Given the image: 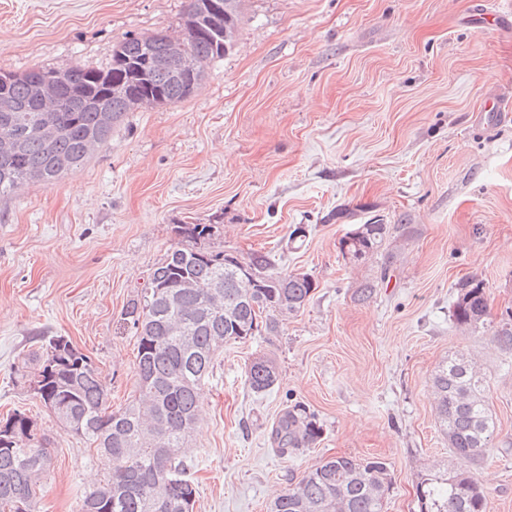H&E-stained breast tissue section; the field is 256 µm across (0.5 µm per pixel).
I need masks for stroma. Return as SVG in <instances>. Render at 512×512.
<instances>
[{
	"instance_id": "obj_1",
	"label": "stroma",
	"mask_w": 512,
	"mask_h": 512,
	"mask_svg": "<svg viewBox=\"0 0 512 512\" xmlns=\"http://www.w3.org/2000/svg\"><path fill=\"white\" fill-rule=\"evenodd\" d=\"M475 0H245L234 46L186 100L127 113L79 168L0 197V414L37 418L54 464L36 512H76L104 471L92 445L16 380L39 337H69L100 368L113 407L136 387L127 301L175 243L177 224L224 219V249L269 254L315 290L277 333L225 344L188 460L193 512H268L290 481L340 455L386 462L384 512H419L418 482L457 466L431 375L474 358L498 435L476 473L490 512H512V351L492 325L459 330L458 285L512 307V123L486 132L487 100L512 96V32L475 24ZM187 0H0V72L106 67L131 35L182 29ZM389 224L354 263L350 225ZM305 225L301 247L288 241ZM370 300L357 298L363 284ZM267 355L277 384L253 392ZM314 410L316 444L280 454L290 402ZM278 375L275 361L267 356L255 358L247 368L249 386L256 393L272 389L278 381Z\"/></svg>"
}]
</instances>
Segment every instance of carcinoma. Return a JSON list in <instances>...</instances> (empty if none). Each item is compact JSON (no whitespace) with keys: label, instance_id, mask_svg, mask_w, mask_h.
I'll return each mask as SVG.
<instances>
[{"label":"carcinoma","instance_id":"carcinoma-1","mask_svg":"<svg viewBox=\"0 0 512 512\" xmlns=\"http://www.w3.org/2000/svg\"><path fill=\"white\" fill-rule=\"evenodd\" d=\"M242 0H224L210 10L205 0H188L179 41L186 58L142 73L147 59L166 55L170 35L156 31L131 35L112 50L105 68L67 71L37 68L0 73V195L26 180L57 181L84 164L104 144L128 112L165 106L188 98L206 76L208 65L235 41ZM190 65L183 82L171 69ZM54 80V92L40 93ZM51 123L57 136L46 141L40 127ZM223 224L174 226L177 242L150 269L143 288L127 302L122 320L137 342V395L112 410L110 389L91 357L67 348L66 337L41 339L21 357L18 378L41 387L35 396L75 435L95 445L104 478L80 499L78 512H176L179 502L193 512L197 485L188 473L187 453L197 424L198 386L213 369L224 343L278 332L279 316L303 308L314 291L306 274L272 271L265 253L241 257L219 249ZM388 234L385 224H353L340 241L343 255L359 261L373 255ZM489 303L483 280L459 284L452 318L462 329L485 324ZM512 350V308L501 312L493 332ZM250 388L261 393L278 381L275 361L254 359L247 368ZM486 380L472 360L460 354L432 374L437 422L448 437L458 467L422 479L416 488L419 512H488L475 471L484 463L497 433L486 401ZM322 425L310 408L296 402L278 419L272 434L281 451L317 442ZM52 454L37 419L14 411L0 420V512H35L42 477ZM391 489L387 463L334 456L320 462L277 497L270 512H384Z\"/></svg>","mask_w":512,"mask_h":512}]
</instances>
